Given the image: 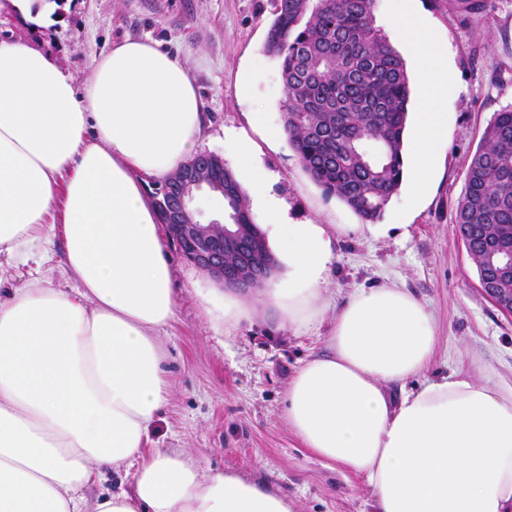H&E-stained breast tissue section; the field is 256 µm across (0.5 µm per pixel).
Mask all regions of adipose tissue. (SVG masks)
<instances>
[{"label":"adipose tissue","mask_w":512,"mask_h":512,"mask_svg":"<svg viewBox=\"0 0 512 512\" xmlns=\"http://www.w3.org/2000/svg\"><path fill=\"white\" fill-rule=\"evenodd\" d=\"M381 15L420 80L400 216L431 190L456 89L416 0ZM204 130L193 82L154 42L113 44L77 82L43 51L0 40V260L30 269L0 293V512H295L261 484L147 447L168 403L158 333L177 295L141 178H167ZM223 156L279 266L254 297L224 289L225 327L258 305L281 328L330 322L326 353L286 391L304 448L363 477L371 512H512V387L455 373L412 386L436 355L433 312L385 283L327 314L333 242L350 225L293 221L252 135L226 134ZM57 257L65 288L41 276ZM131 462L130 488L87 502L102 471Z\"/></svg>","instance_id":"ef3b65f1"}]
</instances>
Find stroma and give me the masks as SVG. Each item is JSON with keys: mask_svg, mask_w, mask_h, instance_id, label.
<instances>
[{"mask_svg": "<svg viewBox=\"0 0 512 512\" xmlns=\"http://www.w3.org/2000/svg\"><path fill=\"white\" fill-rule=\"evenodd\" d=\"M436 39L448 49L458 92L448 101V144L434 189L404 227L383 212L379 235L338 236L325 293L329 309L356 288L393 282L433 310L440 341L432 373L463 369L477 383L512 385V316L481 292L477 271L457 238L453 212L465 164L495 112L512 107V0H492L482 13L456 0H417ZM275 0H59L61 22H24L11 0H0V38L38 44L76 80L95 56L130 37L153 40L172 53L200 96L206 120L201 150L219 153L224 135L247 129L246 114L279 112L284 98L275 59L257 65ZM253 93L237 96L243 73ZM293 220L325 216L354 224L355 213L314 183L289 144L259 146ZM179 301L159 341L168 356L169 402L151 447L186 452L218 470L262 483L294 502L297 512H369L366 483L303 448L285 418V394L301 362L326 349L328 322L301 331H274L263 314L228 329L212 279L170 251Z\"/></svg>", "mask_w": 512, "mask_h": 512, "instance_id": "stroma-1", "label": "stroma"}]
</instances>
